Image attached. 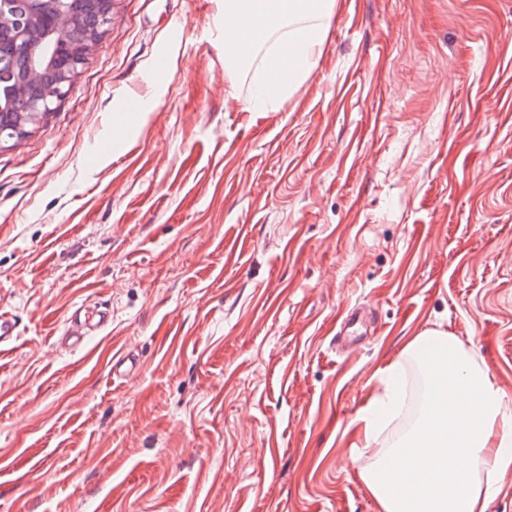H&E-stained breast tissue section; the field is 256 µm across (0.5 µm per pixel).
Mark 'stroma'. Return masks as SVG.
Returning a JSON list of instances; mask_svg holds the SVG:
<instances>
[{"instance_id": "stroma-1", "label": "stroma", "mask_w": 512, "mask_h": 512, "mask_svg": "<svg viewBox=\"0 0 512 512\" xmlns=\"http://www.w3.org/2000/svg\"><path fill=\"white\" fill-rule=\"evenodd\" d=\"M223 12L112 0L69 96L0 147V512H378L355 419L429 329L512 404V0H336L269 112ZM95 302L110 332L57 347Z\"/></svg>"}]
</instances>
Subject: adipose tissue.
<instances>
[{
  "label": "adipose tissue",
  "mask_w": 512,
  "mask_h": 512,
  "mask_svg": "<svg viewBox=\"0 0 512 512\" xmlns=\"http://www.w3.org/2000/svg\"><path fill=\"white\" fill-rule=\"evenodd\" d=\"M333 7L334 0H224L227 69L250 62L274 34L288 45L286 56L266 58L249 111H266L310 68L322 51ZM428 344L441 351L444 365L412 436L392 448L379 440L378 418L398 399L392 380L402 362L380 369L382 388L357 417L361 446L372 460L360 475L380 512H486L501 478L512 471V405L456 336L427 330L406 350Z\"/></svg>",
  "instance_id": "obj_1"
}]
</instances>
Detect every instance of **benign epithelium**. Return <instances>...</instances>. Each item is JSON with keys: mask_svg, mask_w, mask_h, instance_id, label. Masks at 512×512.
I'll return each mask as SVG.
<instances>
[{"mask_svg": "<svg viewBox=\"0 0 512 512\" xmlns=\"http://www.w3.org/2000/svg\"><path fill=\"white\" fill-rule=\"evenodd\" d=\"M7 4L0 0V64L15 58L19 47H30L27 58L18 61L20 77L0 80V115H18L13 131H0V144L16 145L27 136V126L70 94L77 65L97 35L79 30L70 0H23L19 16Z\"/></svg>", "mask_w": 512, "mask_h": 512, "instance_id": "1", "label": "benign epithelium"}]
</instances>
